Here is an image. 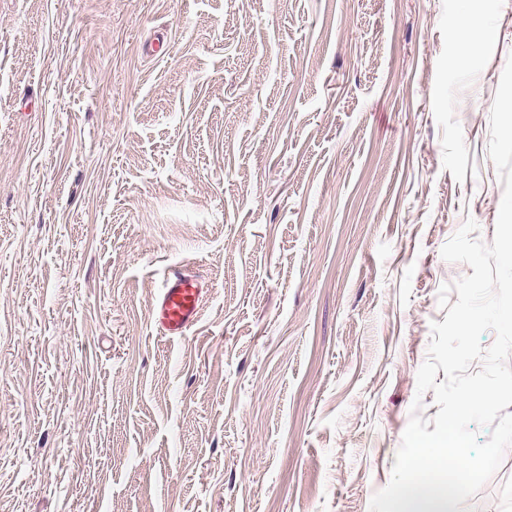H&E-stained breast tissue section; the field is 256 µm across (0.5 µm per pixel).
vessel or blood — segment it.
Here are the masks:
<instances>
[{"label": "vessel or blood", "mask_w": 512, "mask_h": 512, "mask_svg": "<svg viewBox=\"0 0 512 512\" xmlns=\"http://www.w3.org/2000/svg\"><path fill=\"white\" fill-rule=\"evenodd\" d=\"M203 292L197 276L180 271L169 273L151 311V320L159 334L173 339L187 336L200 319Z\"/></svg>", "instance_id": "obj_1"}]
</instances>
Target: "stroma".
I'll list each match as a JSON object with an SVG mask.
<instances>
[{
	"mask_svg": "<svg viewBox=\"0 0 512 512\" xmlns=\"http://www.w3.org/2000/svg\"><path fill=\"white\" fill-rule=\"evenodd\" d=\"M511 55L512 0H0V512H369ZM491 36L492 30L486 20L469 12L462 15L453 33L470 59H478L484 54ZM204 289L193 274L169 273L158 290L151 311V320L159 334L173 339L187 336L199 322Z\"/></svg>",
	"mask_w": 512,
	"mask_h": 512,
	"instance_id": "35a3bbf8",
	"label": "stroma"
}]
</instances>
